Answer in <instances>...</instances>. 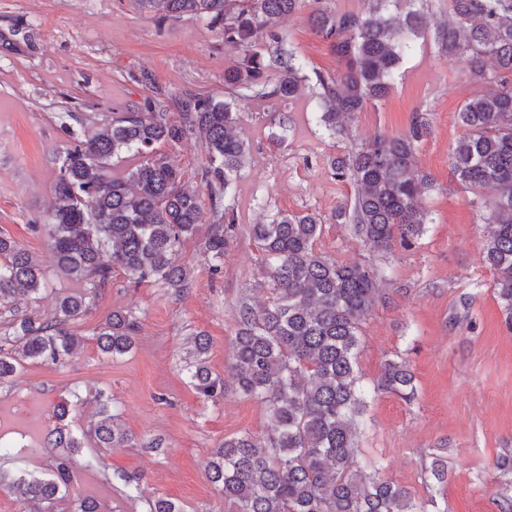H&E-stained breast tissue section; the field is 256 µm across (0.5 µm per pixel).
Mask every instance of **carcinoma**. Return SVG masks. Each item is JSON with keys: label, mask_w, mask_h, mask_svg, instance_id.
<instances>
[{"label": "carcinoma", "mask_w": 512, "mask_h": 512, "mask_svg": "<svg viewBox=\"0 0 512 512\" xmlns=\"http://www.w3.org/2000/svg\"><path fill=\"white\" fill-rule=\"evenodd\" d=\"M159 23L196 19L224 37L235 51L224 69L228 97L184 90L146 97L88 133L62 123L69 137L58 156L54 201L45 219L57 267L89 292L59 299L41 319L11 312L0 323V381L26 365H58L79 337L69 325L88 310L90 299L112 284L121 270L136 283L149 282L174 293L189 287L193 269L180 259L184 243L197 235L207 197L213 222L205 238L211 269H221L237 221L234 189L246 154L236 101L294 98L312 81L318 122L329 135H349L355 113L385 96L397 69L413 50L412 36L426 27L423 8L388 12L391 0H367L365 11L319 9L309 18L316 34L330 41L340 63L334 74H304V63L277 33L280 21L302 0H134ZM451 19L435 31L448 55L487 79L486 62L512 72V0H448ZM275 44L270 55L259 41ZM467 134L457 141L451 168L455 180L491 195V224L484 261L493 271L498 298L512 320V81L465 102L459 112ZM427 114L413 116L408 131L378 136L333 162L336 175L353 182V199L336 207L339 224L352 225L362 242L381 249L408 247L428 221L421 197L428 179L416 168V145L429 133ZM196 140L204 152L197 185L166 151ZM319 215L277 212L252 226L263 256L267 303L238 306L233 354L227 370L237 393L264 405L263 438L246 433L224 440L208 460L210 481L224 495L229 512H429L406 489L382 477L381 460L357 457L359 422L369 390L357 369L362 320L385 300L376 272L343 263L316 250ZM46 276L29 253L0 234V306L20 293L36 294ZM137 323L129 311L112 312L96 332L97 349L119 357L135 347ZM186 370L204 398H224L225 380L206 355L209 342L191 334ZM376 388L411 401L414 375L401 358L387 360ZM70 403L55 406L62 425L52 445L69 452L53 459L47 478L12 482L19 500L34 509L69 491L72 453L90 441L97 448H122L129 438L115 421L109 400L99 401V419L77 434L64 424ZM446 448H435L421 465L428 487L448 481ZM502 472L497 495L512 512V449L497 460Z\"/></svg>", "instance_id": "1"}]
</instances>
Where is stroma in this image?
<instances>
[{"instance_id": "stroma-1", "label": "stroma", "mask_w": 512, "mask_h": 512, "mask_svg": "<svg viewBox=\"0 0 512 512\" xmlns=\"http://www.w3.org/2000/svg\"><path fill=\"white\" fill-rule=\"evenodd\" d=\"M314 7L303 0L278 31L306 72L332 73L336 56L308 23ZM447 16L448 0H431L428 25L414 37V50L388 94L355 115L346 139L323 131L315 118L318 102L307 88L289 101L239 104L249 153L237 177L236 235L220 272L209 269L204 225L181 254L194 269L183 293L133 285L115 272L71 324L81 343L65 364L31 363L0 384V439L15 446L0 457V470L43 475L56 454L49 445L58 424L55 405L79 395L66 419L78 432L95 420L104 393L130 441L123 448H82L69 493L55 512H72L79 498L96 500L101 512H148L160 496L182 512H225L206 472L211 453L242 433L266 436L268 418L258 402L235 391L217 402L198 394L182 370L187 339L205 332L208 365L223 374L240 302L266 297L251 225L276 210L309 211L323 222L317 251L370 267L388 295L362 323L358 372L364 383L376 381L396 355L416 377L413 402L385 391L370 394L361 447L381 456L385 477L416 499H435L448 512H501L496 460L512 448V317L483 260L490 197L455 183L450 166L467 132L458 119L461 107L494 83L473 79L464 62L440 51L435 26ZM233 57L203 21L161 25L132 0H0V233L29 252L47 278L39 299L21 300V307L43 317L60 296L83 290L57 268L46 233L34 229L52 206L56 162L67 143L61 115H92L101 123L127 103L160 93L188 89L223 97L224 69ZM418 111L430 123L416 162L433 183L422 196L431 221L412 248L377 250L355 237L350 225L336 223L337 206L353 198L355 187L337 178L331 162L375 136L406 132ZM285 116L290 127L284 131L279 122ZM115 310L131 311L139 329L133 350L112 359L98 352L95 334ZM154 438L162 439L161 449L150 448ZM443 442L448 481L426 487L422 460ZM91 458L96 465L89 469ZM124 473L141 477L137 497L127 496Z\"/></svg>"}]
</instances>
